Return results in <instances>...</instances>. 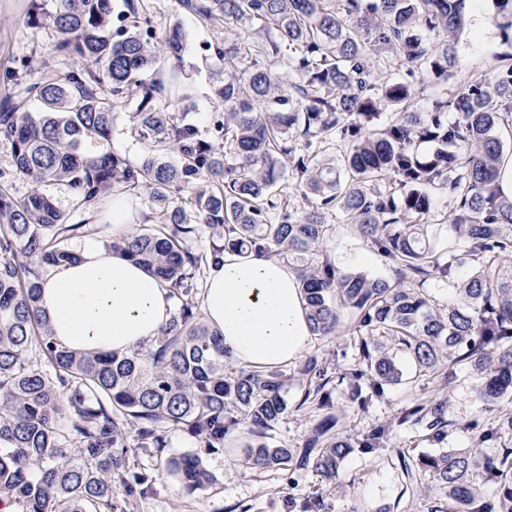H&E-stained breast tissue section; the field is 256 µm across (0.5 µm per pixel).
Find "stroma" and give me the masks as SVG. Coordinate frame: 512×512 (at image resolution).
Listing matches in <instances>:
<instances>
[{"label": "stroma", "mask_w": 512, "mask_h": 512, "mask_svg": "<svg viewBox=\"0 0 512 512\" xmlns=\"http://www.w3.org/2000/svg\"><path fill=\"white\" fill-rule=\"evenodd\" d=\"M154 25L158 35H165L174 22H181L187 33L188 47L184 55L186 82L190 97V117L201 132H208L210 118L217 106L213 94L215 59H204L202 44L213 41L215 29L197 23L183 14L176 0H153ZM492 0H471L467 25L459 38L460 67L465 78L484 75L497 56L507 52L502 32L493 22ZM57 40L48 19L32 22L28 0H0V76L7 70L27 62L38 69L54 55ZM327 221L333 232L322 250L343 272L362 271L373 278L391 277L392 271L377 252L370 249L357 228L342 211L329 212ZM449 383L448 415L454 426L442 440L432 441L421 432L400 429L393 433L388 448L374 453H353L342 464V486L326 482L316 472H291L282 469L254 471L245 464L243 442L225 445L219 452H206L202 458L215 476L213 484L188 493L165 467L168 458L197 451L192 437L180 430L167 433L168 446L161 455L144 452L133 454L136 467L153 474V491L128 497L124 512H302L309 497L320 496L323 512H428L440 497L426 476L407 477L402 458L419 454L438 455L448 449H465L472 445L476 433L469 429L471 420L493 422L499 407L479 403L473 386L475 379L469 366L455 369ZM434 377L422 376L416 381L387 390L363 411L342 413L338 427L341 433L357 435L384 424L411 401L428 397L436 387ZM324 412L314 406L289 411L276 426L271 445L303 448L313 427Z\"/></svg>", "instance_id": "stroma-1"}]
</instances>
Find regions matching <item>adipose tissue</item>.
Listing matches in <instances>:
<instances>
[{
  "instance_id": "ef3b65f1",
  "label": "adipose tissue",
  "mask_w": 512,
  "mask_h": 512,
  "mask_svg": "<svg viewBox=\"0 0 512 512\" xmlns=\"http://www.w3.org/2000/svg\"><path fill=\"white\" fill-rule=\"evenodd\" d=\"M39 305L55 340L79 351L149 346L173 313L167 282L94 238L80 244L76 262L44 272ZM201 308L244 366L284 365L309 347L301 283L276 258L228 252L208 263Z\"/></svg>"
}]
</instances>
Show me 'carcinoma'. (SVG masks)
<instances>
[{
  "instance_id": "carcinoma-1",
  "label": "carcinoma",
  "mask_w": 512,
  "mask_h": 512,
  "mask_svg": "<svg viewBox=\"0 0 512 512\" xmlns=\"http://www.w3.org/2000/svg\"><path fill=\"white\" fill-rule=\"evenodd\" d=\"M181 11L222 33L204 50L220 61L214 96L222 111L205 139L188 113L160 98L181 91L186 36L175 23L157 41L148 0H56L55 60L0 99V494L20 512H116L117 488H149L130 468L138 450L160 454L166 432L220 450L238 433L252 439L246 464L311 469L341 484L355 449L385 447L396 428L441 440L450 366H471L477 395L512 404V199L498 186L497 129L512 123V62L463 81L458 39L467 0H178ZM512 32V0L494 16ZM404 71L375 91V68ZM426 97L428 108L414 109ZM137 100L127 133L148 150L133 164L112 152L115 109ZM37 100L30 112L24 102ZM391 112L378 129L372 120ZM454 113L448 119V113ZM347 145L342 164L313 143ZM296 181L302 206L284 192ZM32 184L24 197L15 177ZM64 185L96 218L113 197L142 195L143 225L105 240L169 282L173 315L156 341L127 354H78L58 345L38 305L47 266L76 259L75 238L100 232L68 222L47 188ZM456 201V239L439 252L429 237L430 190ZM341 210L393 272L390 280L343 273L321 251ZM208 231L210 247L192 246ZM265 254L293 266L313 334L354 337L355 364L341 372L314 355L299 368L295 407H333V393L365 408L405 383L402 361L435 375L440 389L386 426L354 441L326 416L294 454L270 446L288 415V375L238 365L204 321L199 277L224 251ZM456 290L439 308L423 288ZM480 428L473 447L403 461L432 479L449 512H512V410ZM168 467L189 492L215 481L197 454ZM485 484L496 486L491 497Z\"/></svg>"
}]
</instances>
